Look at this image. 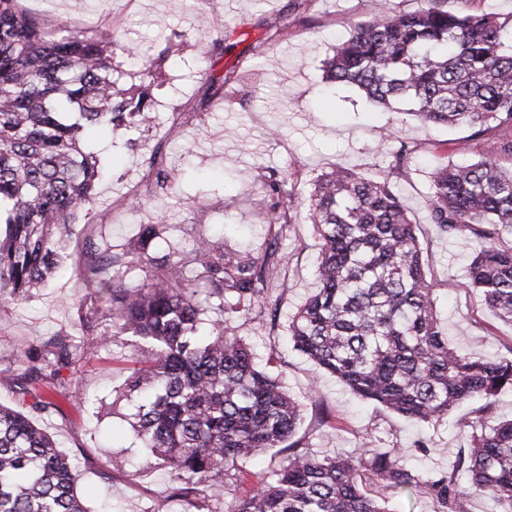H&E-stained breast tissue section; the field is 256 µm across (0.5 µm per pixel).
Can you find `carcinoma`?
<instances>
[{
    "label": "carcinoma",
    "mask_w": 512,
    "mask_h": 512,
    "mask_svg": "<svg viewBox=\"0 0 512 512\" xmlns=\"http://www.w3.org/2000/svg\"><path fill=\"white\" fill-rule=\"evenodd\" d=\"M112 30L92 35L33 16L19 0H0V309L29 297L59 268L70 227L92 209L102 168L81 148L88 127L140 131L152 123L147 88L113 77ZM328 83H348L371 101L407 104L425 125L469 131L489 144L466 165L443 157L431 172L429 223L451 239L480 244L468 276L485 305L512 322V25L491 13L448 10L427 0L409 13L359 23L324 62ZM394 143L383 176L335 167L305 197L320 238L319 288L289 325L293 346L364 400L412 421L433 422L459 404L484 403L463 420L468 447L446 471L420 479L394 448L356 457L294 452L256 490L234 496L231 512H389V495L423 492L437 512H468L489 493L512 512V419L493 415L492 399L512 390V356L458 352L435 309L416 225L396 191L418 145ZM285 180L264 182L269 223H295ZM161 225L114 250L100 236L75 270L81 292L73 331L29 353L24 372L0 370L18 384L24 409L0 406V512H90L79 473L32 414L62 411L79 399L61 371L129 338L140 366L117 392L134 437L171 474L168 501L213 512L245 479L239 463L291 442L301 421L278 378L258 369L247 343L212 314L251 310L265 300L279 266L277 244L264 254L226 251L200 240L157 262ZM144 273L146 287L123 279ZM469 476V486L458 482Z\"/></svg>",
    "instance_id": "cac0c4a2"
}]
</instances>
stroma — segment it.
<instances>
[{"label": "stroma", "mask_w": 512, "mask_h": 512, "mask_svg": "<svg viewBox=\"0 0 512 512\" xmlns=\"http://www.w3.org/2000/svg\"><path fill=\"white\" fill-rule=\"evenodd\" d=\"M290 2L83 0L76 9L72 0H20L26 12L61 16L75 31L117 30L112 65L124 84L139 83L146 60L159 77L150 88L154 119L148 129L135 135L123 128L93 129L83 138L84 150L103 154L107 177L92 211L72 227L70 256L59 274L0 311V363L20 368L31 349L69 330L76 316L75 263L99 233L121 245L135 239L140 225L161 223L154 247L159 256L188 253L202 238L255 254L273 240L281 264L265 305L225 313L224 325L245 339L256 365L278 375L299 404L295 442L320 457L401 448L415 472L444 470L467 445L458 421L476 401L441 421L414 424L318 374L288 342L289 321L315 287L318 235L303 215L283 230L267 224L256 200L273 173L287 176L301 194L337 165L378 176L389 161L381 147L384 128L417 143L411 170L398 186L417 224L440 318L459 349L506 357L512 355V323L490 312L468 285V257L477 242L441 236L428 216L429 174L438 158L469 163L484 146L470 141L467 130L422 126L373 103L356 87L323 78L332 44L348 37L355 24L383 7L417 11L425 0H311L294 12ZM283 17L288 33L274 37L269 26ZM216 19L233 31L220 56L212 42L197 36ZM229 70L241 76V84L214 95L211 79ZM153 158L173 176L172 189L154 188ZM134 355V347L118 342L65 370L66 381L87 403L36 418L78 464L79 490L91 512H167L169 472L145 464L130 448L129 425L112 411V391L124 385Z\"/></svg>", "instance_id": "35a3bbf8"}]
</instances>
